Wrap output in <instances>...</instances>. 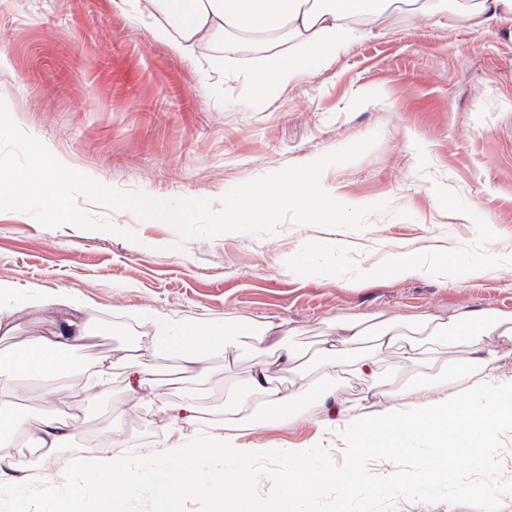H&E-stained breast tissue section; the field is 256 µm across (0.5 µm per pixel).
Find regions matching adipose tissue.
I'll use <instances>...</instances> for the list:
<instances>
[{"instance_id": "adipose-tissue-1", "label": "adipose tissue", "mask_w": 512, "mask_h": 512, "mask_svg": "<svg viewBox=\"0 0 512 512\" xmlns=\"http://www.w3.org/2000/svg\"><path fill=\"white\" fill-rule=\"evenodd\" d=\"M144 7L164 18L157 37L169 41L185 58H194L202 45L220 43L225 80L242 81L256 109L279 96L301 73L326 65L358 33H382L394 13L420 15L438 25L457 18L484 28L512 15V0H144ZM256 45L263 47L262 56L249 70H236V54ZM56 304L63 324L55 336L29 337L0 356V391L19 374L49 377L79 371L73 351L89 334L87 322L71 295L59 297ZM41 305L36 293L19 294L13 283L0 280V334L11 335L14 319ZM150 325L154 354L176 362L199 380L207 378L213 359L227 357L240 337H251L258 356L250 377L252 396H260L262 409L250 420L249 429L286 427L303 409L316 408L346 420L348 466H316L321 454L317 448L276 449V456L289 462L288 477L281 491L259 499L250 493L257 479L254 452L239 448L234 435L178 439L164 459H133L105 441L77 455L72 487L68 494L50 498L51 512H86L90 502L97 512H122L124 497L143 484L152 491L155 512H181L183 500L192 496L207 499L210 512H300L301 503L316 497L325 485L347 492L366 483L364 463L376 450L405 454L424 445L431 468L442 473L452 455L480 463L491 449L497 426L512 422V389L485 384L465 399L422 401L415 390L397 386L380 358L382 349L392 347L405 363L416 366L441 348L452 347L461 353L458 370L483 369L498 356L493 338L512 341V314L482 309H461L445 317L379 312L333 324L334 335L323 344L319 368L330 375L350 369L387 400L381 411L344 409L333 384L293 376L299 352L280 344L273 323L228 320L203 326L155 316ZM368 336L375 337L374 346L350 351V344ZM67 429V424L52 418L31 422L0 409V447L5 450L0 456L1 499L20 503L26 498L23 482L6 475L15 465L7 450L16 437L26 434L29 447L47 455L66 443ZM214 457L224 459L223 472L207 470L206 461Z\"/></svg>"}]
</instances>
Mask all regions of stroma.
<instances>
[{"label":"stroma","mask_w":512,"mask_h":512,"mask_svg":"<svg viewBox=\"0 0 512 512\" xmlns=\"http://www.w3.org/2000/svg\"><path fill=\"white\" fill-rule=\"evenodd\" d=\"M157 19L121 0H0V99L15 123L66 166L122 190L166 199H219L230 188L309 163L378 134L357 159L328 167L323 188L350 206L388 203L360 231L280 225L276 235L230 232L181 240L174 226L126 211L77 204L131 230L135 240L65 225L48 228L32 215L0 211V279L39 289L42 308L18 318L0 353L59 323L53 300L67 292L94 330L76 356L88 367L115 363L105 397L82 393L83 373L59 379L58 400L42 399L39 380L18 375L0 406L33 418L72 419V437L56 456L15 446L27 465L23 505L0 512H47V496L66 494L76 454L98 439L141 456L169 453L168 409L196 392L193 429L224 430V399L249 388L252 359L239 350L214 359L202 384L151 349L153 313L220 324L227 318L270 320L287 344L313 362L330 324L380 311L445 315L460 309L512 313V19L483 30L398 18L381 36L361 35L322 69L302 76L263 110L245 87L225 81L212 63L221 46L196 60L152 34ZM417 250L425 266L454 260L447 277L392 274L390 254ZM482 267L472 275L473 267ZM155 373L138 406L125 379L127 358ZM399 385L421 396H468L456 373V350L408 367L383 354ZM126 408L120 425L106 409ZM344 422L317 411L294 425L244 432L243 448L327 449L347 459ZM454 482L433 476L424 489H382L386 473L426 474L418 452L377 453L368 461L376 492L344 495L325 486L306 512H512V424L498 426L481 463L454 462ZM482 495H473V487Z\"/></svg>","instance_id":"stroma-1"}]
</instances>
